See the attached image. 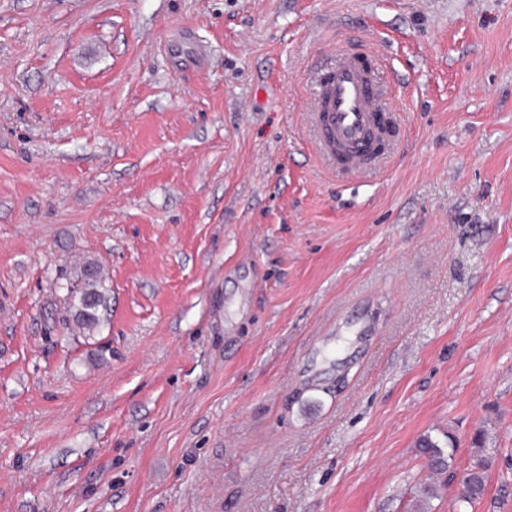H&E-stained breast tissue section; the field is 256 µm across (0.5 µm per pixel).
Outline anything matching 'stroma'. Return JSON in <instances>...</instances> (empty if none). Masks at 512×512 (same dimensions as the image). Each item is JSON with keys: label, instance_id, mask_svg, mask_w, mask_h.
I'll list each match as a JSON object with an SVG mask.
<instances>
[{"label": "stroma", "instance_id": "1", "mask_svg": "<svg viewBox=\"0 0 512 512\" xmlns=\"http://www.w3.org/2000/svg\"><path fill=\"white\" fill-rule=\"evenodd\" d=\"M366 56L386 164L321 152ZM109 316L76 326L80 266ZM512 512V0H0V512ZM444 447L430 435L423 436L418 442L420 453L428 460V469L439 479L432 477L429 481L420 483L414 488L413 512H429L427 506H429L430 501L438 497L441 487L445 486V481L442 482L441 479L448 473L453 453L448 452L446 454L442 449ZM460 484L461 490L458 495V502L461 505H471L484 496L486 475L484 459L482 457L477 458L476 463L464 472Z\"/></svg>", "mask_w": 512, "mask_h": 512}]
</instances>
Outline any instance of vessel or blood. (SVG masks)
I'll return each mask as SVG.
<instances>
[{
	"label": "vessel or blood",
	"instance_id": "b4317fda",
	"mask_svg": "<svg viewBox=\"0 0 512 512\" xmlns=\"http://www.w3.org/2000/svg\"><path fill=\"white\" fill-rule=\"evenodd\" d=\"M377 77L356 58L341 54L318 90L317 124L325 153L351 171L376 168L381 156H370L368 136L379 124L383 101Z\"/></svg>",
	"mask_w": 512,
	"mask_h": 512
}]
</instances>
